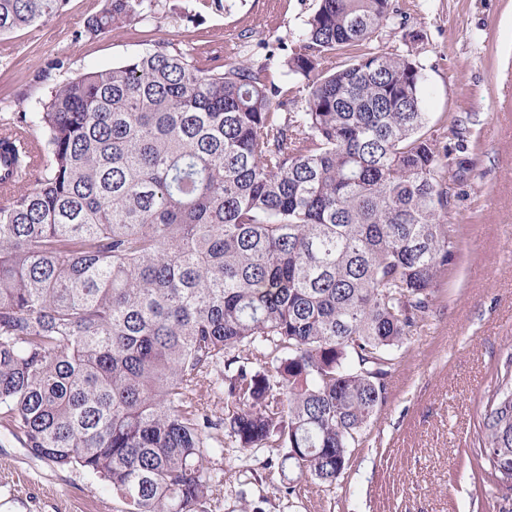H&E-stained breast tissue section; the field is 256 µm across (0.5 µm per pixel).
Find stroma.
<instances>
[{"label": "stroma", "instance_id": "obj_1", "mask_svg": "<svg viewBox=\"0 0 512 512\" xmlns=\"http://www.w3.org/2000/svg\"><path fill=\"white\" fill-rule=\"evenodd\" d=\"M402 12L377 32L389 50L422 66L430 127L458 125L465 170L449 174L455 259L429 317L409 336L338 484L301 480L283 498L275 483L241 484L232 458L211 457L229 487L213 512H512V491L478 479L472 465L491 373L512 353V0H392ZM148 27L126 25L75 40L102 0H68L41 27L0 36V118L32 112L51 91L92 68L125 62L156 41L190 42L199 64L251 59L286 88L284 46L304 34L317 0H151ZM195 12L196 21L185 18ZM249 33L240 46L239 33ZM415 42H406V35ZM0 512H126L100 479L31 456L0 428Z\"/></svg>", "mask_w": 512, "mask_h": 512}]
</instances>
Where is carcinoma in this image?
<instances>
[{
    "instance_id": "1",
    "label": "carcinoma",
    "mask_w": 512,
    "mask_h": 512,
    "mask_svg": "<svg viewBox=\"0 0 512 512\" xmlns=\"http://www.w3.org/2000/svg\"><path fill=\"white\" fill-rule=\"evenodd\" d=\"M67 2L0 0V35ZM144 2L103 0L75 39L153 24ZM397 14L319 0L284 59L300 112L265 65L167 41L0 121L43 155L0 200V426L32 455L127 512H211L226 448L265 455L285 499L344 474L453 256L463 161L412 53L371 47ZM480 432L478 468L511 489L512 355Z\"/></svg>"
}]
</instances>
